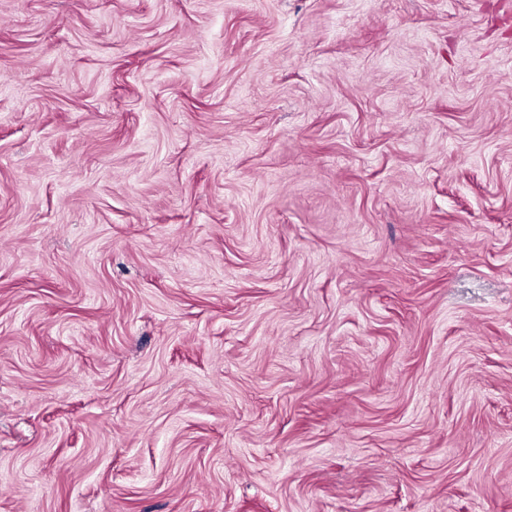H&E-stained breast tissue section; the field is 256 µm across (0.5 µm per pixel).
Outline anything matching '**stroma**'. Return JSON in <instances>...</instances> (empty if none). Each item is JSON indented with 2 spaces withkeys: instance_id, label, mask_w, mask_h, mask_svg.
I'll return each mask as SVG.
<instances>
[{
  "instance_id": "stroma-1",
  "label": "stroma",
  "mask_w": 512,
  "mask_h": 512,
  "mask_svg": "<svg viewBox=\"0 0 512 512\" xmlns=\"http://www.w3.org/2000/svg\"><path fill=\"white\" fill-rule=\"evenodd\" d=\"M0 512H512V0H0Z\"/></svg>"
}]
</instances>
